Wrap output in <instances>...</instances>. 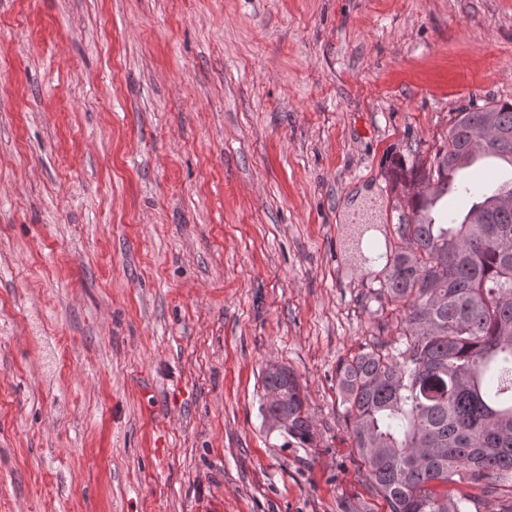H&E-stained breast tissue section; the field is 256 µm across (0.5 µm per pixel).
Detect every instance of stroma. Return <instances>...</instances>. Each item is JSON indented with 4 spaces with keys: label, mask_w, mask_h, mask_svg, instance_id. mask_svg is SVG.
<instances>
[{
    "label": "stroma",
    "mask_w": 512,
    "mask_h": 512,
    "mask_svg": "<svg viewBox=\"0 0 512 512\" xmlns=\"http://www.w3.org/2000/svg\"><path fill=\"white\" fill-rule=\"evenodd\" d=\"M505 102L512 0H0V512H387L336 367L401 305L348 241ZM285 368V365L275 361L266 363L263 368L264 372L269 371L262 374L266 394L278 391L284 394L282 399L268 402L264 409V416L267 415L271 420L282 423L288 436L297 438L303 443H309L314 434V424L305 407L306 396L298 378Z\"/></svg>",
    "instance_id": "stroma-1"
}]
</instances>
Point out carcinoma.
<instances>
[{
    "instance_id": "carcinoma-1",
    "label": "carcinoma",
    "mask_w": 512,
    "mask_h": 512,
    "mask_svg": "<svg viewBox=\"0 0 512 512\" xmlns=\"http://www.w3.org/2000/svg\"><path fill=\"white\" fill-rule=\"evenodd\" d=\"M488 114L512 135V103L465 109L432 163L399 174L417 192L395 225L394 248L367 256L363 244L378 225L358 227L360 262L386 259L376 298L406 307L401 336L372 341L336 368L355 448L388 512H466V498L448 493L462 480L487 494L512 489V208L499 204L512 194V140L484 136ZM468 155L509 170L464 179ZM451 178L469 201L462 214L441 204ZM262 379L266 393L284 394L264 414L310 442L314 424L295 374Z\"/></svg>"
}]
</instances>
